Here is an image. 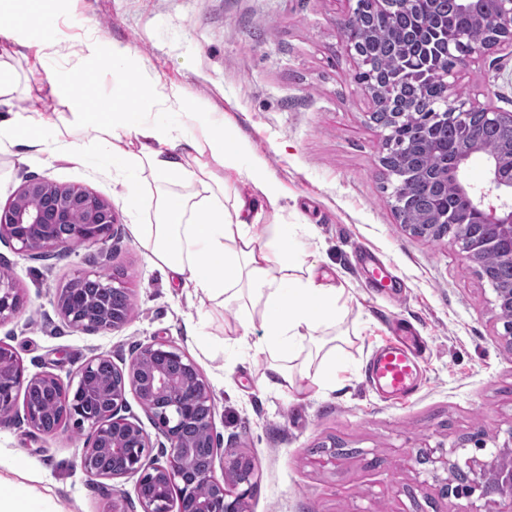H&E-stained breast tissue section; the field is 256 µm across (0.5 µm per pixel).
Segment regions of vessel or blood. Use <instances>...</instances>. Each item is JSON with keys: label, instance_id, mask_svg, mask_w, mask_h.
Wrapping results in <instances>:
<instances>
[{"label": "vessel or blood", "instance_id": "obj_1", "mask_svg": "<svg viewBox=\"0 0 512 512\" xmlns=\"http://www.w3.org/2000/svg\"><path fill=\"white\" fill-rule=\"evenodd\" d=\"M416 353L407 341L395 340L381 346L371 364L370 375L387 397L409 401L418 388Z\"/></svg>", "mask_w": 512, "mask_h": 512}]
</instances>
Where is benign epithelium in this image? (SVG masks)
Here are the masks:
<instances>
[{
	"label": "benign epithelium",
	"instance_id": "benign-epithelium-1",
	"mask_svg": "<svg viewBox=\"0 0 512 512\" xmlns=\"http://www.w3.org/2000/svg\"><path fill=\"white\" fill-rule=\"evenodd\" d=\"M408 0H366L376 17H381ZM459 8L479 16L491 8L499 20V34L489 48L512 47V0H457ZM357 9L348 11L340 24L347 51L359 65L365 61L347 35ZM455 56L456 65L470 57L461 49L464 35L452 41L438 35ZM400 64L387 74L383 92L372 93V117L381 128L386 149L394 147V131L401 126L411 107L403 95L405 70ZM441 72L442 92L431 113L437 121L448 119L462 125L486 124L512 129V113L497 112L466 103L453 90ZM470 156L455 155L438 169L423 176L431 184L443 180L454 184L457 211L453 223L448 214L437 212L425 223L408 224L413 234L429 239L441 236L459 247L464 259L477 263L481 254L494 250L499 262L512 267V152L488 156L487 186L476 191L467 183L464 169ZM40 205H26L30 198ZM79 209L84 223H72V212ZM118 211L112 202L76 186H62L46 179L28 178L0 208V238L18 246V251L51 255L78 245L104 244L118 230ZM481 277L493 287L494 317L502 323L499 342L512 352V280L501 281L496 270L481 268ZM127 282L113 274L100 272L77 275L56 296L57 307L73 328L114 330L128 316L112 305L116 293H129ZM23 297L14 280L0 279V323L12 319L21 309ZM133 394L168 440L158 454L150 456L152 446L143 428L124 415L127 395ZM23 398L30 427L44 435H55L69 428L88 429L81 467L90 476L103 479L137 477L135 495L141 512H246V498L256 475L247 457L224 453L225 471L242 469L241 476L229 483L215 475L218 448L213 435L214 402L207 381L196 364L177 348L164 341L140 347L125 368L117 367L109 355H97L75 372L68 383L52 373L24 378L11 347L0 343V407L15 408ZM492 447L487 458H460L457 452L468 445ZM420 464L440 465L451 473L444 487L447 495L467 501V512H512V426L504 433L458 437L450 449L423 451L416 455Z\"/></svg>",
	"mask_w": 512,
	"mask_h": 512
}]
</instances>
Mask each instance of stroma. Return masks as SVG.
<instances>
[{
	"label": "stroma",
	"instance_id": "1",
	"mask_svg": "<svg viewBox=\"0 0 512 512\" xmlns=\"http://www.w3.org/2000/svg\"><path fill=\"white\" fill-rule=\"evenodd\" d=\"M56 7L54 58H37L36 30L16 27L8 62L17 87L0 114L50 113L58 138L73 139L87 158L70 159L52 144L1 150L0 206L26 178H45L112 200L121 230L106 244L48 257L0 239V267L11 270L24 300L0 324V343L15 349L25 376L50 372L66 381L96 355L120 366L140 345L163 340L207 380L221 448L255 464L247 512H461L464 500L441 494L447 472L414 456L512 425V353L497 342L494 294L476 266L458 246L413 235L393 209L373 103L340 35L346 0H57ZM89 38L127 46L131 81L180 90L193 111L246 142L281 193L276 214L263 223L307 225L300 252L346 290L335 387H313L297 364L291 384L264 388L268 357L253 347L264 334L260 321L250 326L249 344L239 343L237 308L170 286L133 234L132 221H154L153 185L142 181L143 209L131 219L123 208L127 182L100 162L106 147L96 129L72 136L63 127L71 106L58 81L86 67L81 43ZM455 89L467 104L512 113V47L471 56L455 74ZM363 245L390 268L393 287L370 285L355 254ZM117 270L135 314L113 331L66 325L58 288L80 272ZM399 335L425 342L420 388L406 403L384 397L367 377L376 350ZM86 438L74 429L34 433L16 405L0 423V475L38 494L44 512H141L134 479H96L82 469Z\"/></svg>",
	"mask_w": 512,
	"mask_h": 512
}]
</instances>
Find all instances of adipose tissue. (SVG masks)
Returning <instances> with one entry per match:
<instances>
[{"label":"adipose tissue","instance_id":"ef3b65f1","mask_svg":"<svg viewBox=\"0 0 512 512\" xmlns=\"http://www.w3.org/2000/svg\"><path fill=\"white\" fill-rule=\"evenodd\" d=\"M56 0H10L17 13L37 20L41 38L38 51L48 56L56 44ZM131 52L121 44L96 43L92 70L71 71L60 92L72 103L70 127L93 126L109 148L104 162L116 174L140 179L148 175L157 189L155 221L140 231L157 264L190 282L195 293L240 312L241 329L260 319L265 333L256 348L271 359L265 377L268 387L290 381L285 362L305 357L317 362L313 382L328 389L336 382L337 347L323 337L344 315V288L306 262L297 248V224L270 223L263 237L253 228L259 213L254 202L228 197L223 182L213 177L214 167L244 174L270 206H277L279 191L262 168L250 161L244 142L210 126L195 115L200 136L186 138L178 124L150 119L133 107L136 99L158 96L161 111L187 114V106L173 90L155 94L143 85L124 83ZM120 79L121 86L95 111L91 86L98 71ZM48 124L41 115L10 112L0 116V148L21 144L43 148ZM178 183L201 185L203 196L173 193Z\"/></svg>","mask_w":512,"mask_h":512}]
</instances>
